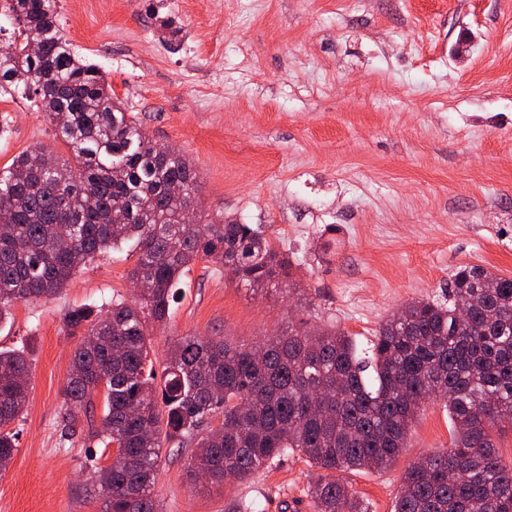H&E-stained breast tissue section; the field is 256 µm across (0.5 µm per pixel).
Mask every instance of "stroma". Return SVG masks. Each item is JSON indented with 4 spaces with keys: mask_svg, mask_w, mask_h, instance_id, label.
I'll return each instance as SVG.
<instances>
[{
    "mask_svg": "<svg viewBox=\"0 0 512 512\" xmlns=\"http://www.w3.org/2000/svg\"><path fill=\"white\" fill-rule=\"evenodd\" d=\"M174 18L181 39L158 30ZM57 23L106 73L144 129L199 179L204 222L261 228L290 286L250 289L199 260L169 319L148 328L156 359L182 336L243 345L334 325L366 345L407 303L442 294L457 267L512 277V0H58ZM72 153L34 95L0 91V171L35 146ZM129 246L74 274L60 295L12 306L0 349H26L29 399L0 473V512H101L86 435L61 440L63 388L79 342L73 308L133 301ZM443 403L421 409L398 459L345 481L394 512L406 468L449 448ZM194 445L164 449L161 512H312L302 456L245 481L192 483Z\"/></svg>",
    "mask_w": 512,
    "mask_h": 512,
    "instance_id": "35a3bbf8",
    "label": "stroma"
}]
</instances>
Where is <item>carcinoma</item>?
Wrapping results in <instances>:
<instances>
[{
	"instance_id": "obj_1",
	"label": "carcinoma",
	"mask_w": 512,
	"mask_h": 512,
	"mask_svg": "<svg viewBox=\"0 0 512 512\" xmlns=\"http://www.w3.org/2000/svg\"><path fill=\"white\" fill-rule=\"evenodd\" d=\"M56 0H6L22 41L0 47V89L33 90L68 145L61 162L43 146L0 172V320L18 302L49 299L96 255L132 240L136 300L70 310L81 341L64 386L61 438L83 432L111 462L92 466L103 512H158L160 450L197 439L188 474L215 485L246 480L298 453L322 474L313 512H368L338 473L381 471L406 445L417 410L442 400L454 426L451 448L410 465L394 512H512V464L496 446L512 421V278L480 266L454 272L445 300L420 299L375 330L371 355L339 328L301 330L232 347L205 336L171 342L156 376L147 322L170 317L175 287L210 260L254 290L290 277V264L248 224H184L199 190L179 150L161 148L81 58L56 23ZM28 354L0 351V473L15 451L13 424L26 406ZM221 417L217 426L209 420Z\"/></svg>"
}]
</instances>
